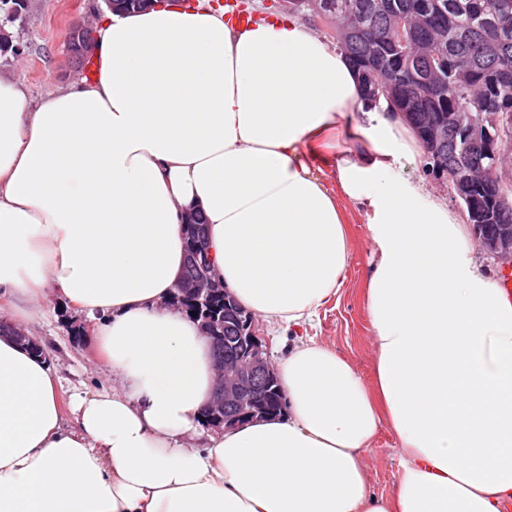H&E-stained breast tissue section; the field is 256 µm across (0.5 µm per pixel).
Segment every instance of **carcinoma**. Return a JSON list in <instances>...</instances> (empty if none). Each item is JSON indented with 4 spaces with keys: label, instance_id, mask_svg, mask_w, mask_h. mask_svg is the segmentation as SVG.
Returning a JSON list of instances; mask_svg holds the SVG:
<instances>
[{
    "label": "carcinoma",
    "instance_id": "carcinoma-1",
    "mask_svg": "<svg viewBox=\"0 0 512 512\" xmlns=\"http://www.w3.org/2000/svg\"><path fill=\"white\" fill-rule=\"evenodd\" d=\"M111 11L139 12L152 0H106ZM407 10L408 25L397 15L372 8L376 0H295L289 10L306 20H320L339 32L336 47L350 65L359 70L371 54L373 42L384 44V69L402 102L417 93L415 82H403L400 74L413 66L403 53V31L411 28L414 40L429 50L432 63L453 84L456 93L435 96L424 111L439 121L451 112L464 111L466 100L481 97L488 111L497 115V126L480 133L487 154L482 164L488 169L507 162L501 153H512V0H398ZM66 49L72 62L81 65L92 49L91 31L74 27L68 33ZM467 196L453 195L469 224H509L512 214L500 207L502 197L512 198V178L490 174L467 177Z\"/></svg>",
    "mask_w": 512,
    "mask_h": 512
}]
</instances>
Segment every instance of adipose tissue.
I'll list each match as a JSON object with an SVG mask.
<instances>
[{
	"instance_id": "adipose-tissue-1",
	"label": "adipose tissue",
	"mask_w": 512,
	"mask_h": 512,
	"mask_svg": "<svg viewBox=\"0 0 512 512\" xmlns=\"http://www.w3.org/2000/svg\"><path fill=\"white\" fill-rule=\"evenodd\" d=\"M93 77L29 109L0 77V312L25 325L55 296L98 319L116 378L71 400L47 359L0 336V512H502L512 502V299L472 228L423 183L402 118L366 108L344 55L290 15L240 28L202 0L101 15ZM360 149L338 193L311 160L351 115ZM373 248V385L316 342L277 368L280 415L207 426L210 344L174 305L185 214L210 224L213 272L287 328L339 293L342 202ZM398 438L376 492L364 452ZM207 431L204 450L184 439Z\"/></svg>"
}]
</instances>
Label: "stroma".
Masks as SVG:
<instances>
[{
	"label": "stroma",
	"mask_w": 512,
	"mask_h": 512,
	"mask_svg": "<svg viewBox=\"0 0 512 512\" xmlns=\"http://www.w3.org/2000/svg\"><path fill=\"white\" fill-rule=\"evenodd\" d=\"M104 9V0H32L28 14L4 25L21 52L0 57V75L23 84L30 107H37L49 92L80 76L65 50L67 33L75 25H94ZM344 214L352 242L344 284L338 295L320 308L314 323L299 329L297 336L336 350L369 383L373 380V353L365 280L372 245L364 216L349 205ZM25 331L47 350L61 378L62 398L77 390L92 393L111 386L112 373L98 356L92 323L55 298L43 301ZM397 447L394 433L384 428L364 453L377 492L389 493L398 480Z\"/></svg>",
	"instance_id": "1"
}]
</instances>
